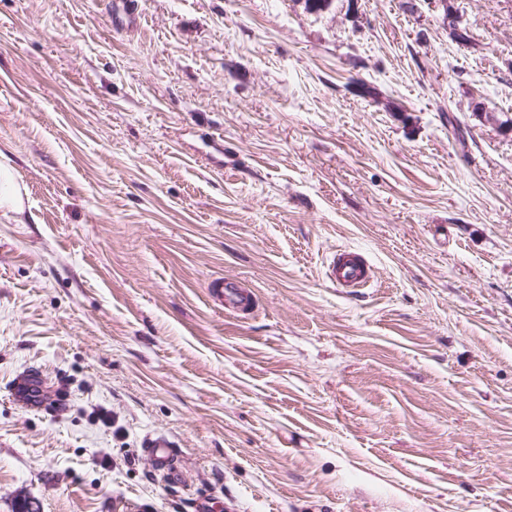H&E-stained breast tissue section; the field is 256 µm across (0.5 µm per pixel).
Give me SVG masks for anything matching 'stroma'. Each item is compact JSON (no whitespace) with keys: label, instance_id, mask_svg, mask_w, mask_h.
Returning a JSON list of instances; mask_svg holds the SVG:
<instances>
[{"label":"stroma","instance_id":"stroma-1","mask_svg":"<svg viewBox=\"0 0 512 512\" xmlns=\"http://www.w3.org/2000/svg\"><path fill=\"white\" fill-rule=\"evenodd\" d=\"M445 2L0 0V512H512V0ZM22 194L13 172L8 167L0 166V208L20 212ZM329 282L346 293L365 287L372 278L369 264L360 255L348 250H337L326 271ZM207 288L218 289L219 301L224 310L244 313L253 308L256 296L252 290L243 288L237 281L223 276L213 278ZM45 381L42 373L33 370L23 379H19L13 389L12 394L25 405H35L45 408L46 402L43 399V389ZM143 453L156 473L178 478L177 452L163 436H149L144 441Z\"/></svg>","mask_w":512,"mask_h":512}]
</instances>
